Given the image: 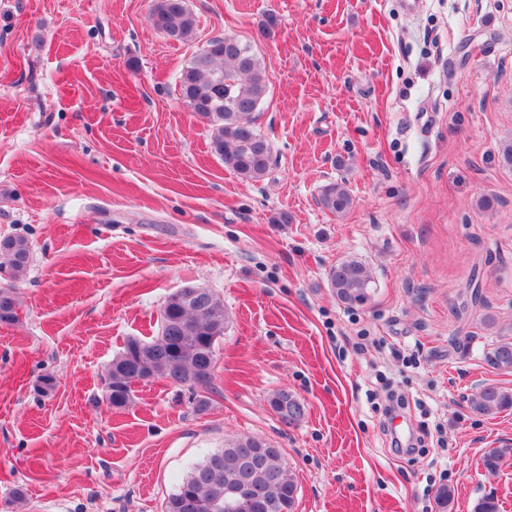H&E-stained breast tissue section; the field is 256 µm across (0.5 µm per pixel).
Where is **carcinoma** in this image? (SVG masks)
Instances as JSON below:
<instances>
[{"mask_svg":"<svg viewBox=\"0 0 512 512\" xmlns=\"http://www.w3.org/2000/svg\"><path fill=\"white\" fill-rule=\"evenodd\" d=\"M152 25L167 38L183 42L196 30L195 15L185 0H154ZM269 76L252 45L226 35L210 40L182 69L179 85L193 112L211 127V150L241 178L254 182L268 176L273 166L272 147L256 128L253 114L268 93ZM321 208L332 214L348 212L354 199L343 182H330L318 196ZM31 252L23 237L0 242V270L21 279L29 268ZM327 279L338 302L346 307L368 302L372 278L354 257L332 266ZM13 287L0 288V322L16 321ZM224 304L208 288L185 301L172 294L160 313L158 334L132 337L116 355L120 364L106 371L107 401L118 409L132 402L135 388L150 380L165 379L191 390L209 387L216 364V346L224 336ZM484 364L500 373H512V333H499L483 352ZM281 420L292 424L305 413L304 404L286 392L270 401ZM481 413L512 407V393L495 385L483 387L474 401ZM512 459V444L488 450L483 467L494 472ZM242 486L257 507L248 512H294L297 481L282 458L281 449L258 438L245 437L191 466L169 496L165 512H226L225 490Z\"/></svg>","mask_w":512,"mask_h":512,"instance_id":"carcinoma-1","label":"carcinoma"}]
</instances>
